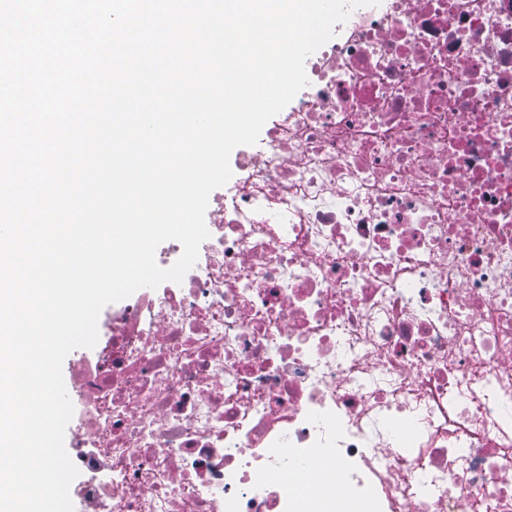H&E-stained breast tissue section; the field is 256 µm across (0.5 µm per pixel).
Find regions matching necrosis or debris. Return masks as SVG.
I'll use <instances>...</instances> for the list:
<instances>
[{
    "mask_svg": "<svg viewBox=\"0 0 512 512\" xmlns=\"http://www.w3.org/2000/svg\"><path fill=\"white\" fill-rule=\"evenodd\" d=\"M334 32L182 282L74 350L81 512H512V0Z\"/></svg>",
    "mask_w": 512,
    "mask_h": 512,
    "instance_id": "obj_1",
    "label": "necrosis or debris"
}]
</instances>
